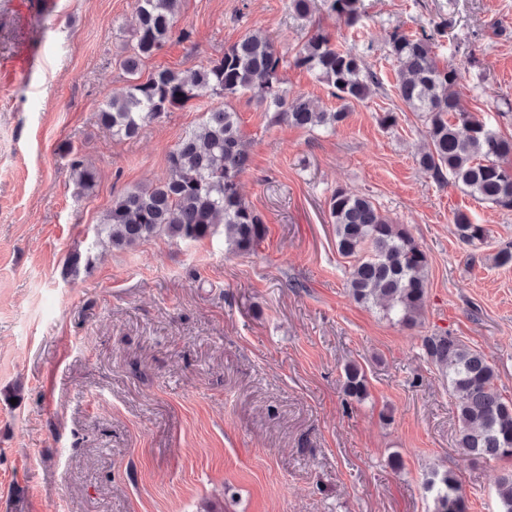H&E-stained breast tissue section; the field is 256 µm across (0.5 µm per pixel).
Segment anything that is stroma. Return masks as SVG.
Returning a JSON list of instances; mask_svg holds the SVG:
<instances>
[{"label":"stroma","instance_id":"35a3bbf8","mask_svg":"<svg viewBox=\"0 0 512 512\" xmlns=\"http://www.w3.org/2000/svg\"><path fill=\"white\" fill-rule=\"evenodd\" d=\"M0 0V69L36 48L21 80L0 78V512H431L432 469L459 477L468 512H496L509 461L473 460L456 446L448 383L422 339L450 332L495 366L512 398V268L491 256L512 242V212L436 184L417 164L421 123L394 91L352 103L334 134L270 123L248 96L229 102L250 162L245 199L267 234L247 254L223 231L196 241L157 236L118 250L93 245L113 195L168 175L166 150L198 126L202 107L167 113L132 139L97 114L126 76L132 0ZM374 41L365 58L393 83L383 36L425 25L443 35L471 112L512 137V0H360ZM173 40L144 73L196 69L244 33L285 57L316 29L352 42L323 8L301 20L288 0H181ZM290 93L338 108L304 70L283 68ZM397 114L395 126L380 122ZM98 171L80 192L64 146ZM372 198L407 225L429 258L419 323L405 328L346 289L328 198ZM491 235L460 242L453 211ZM92 253L70 272L67 258ZM368 396L347 403L344 367ZM399 464H391V457Z\"/></svg>","mask_w":512,"mask_h":512}]
</instances>
